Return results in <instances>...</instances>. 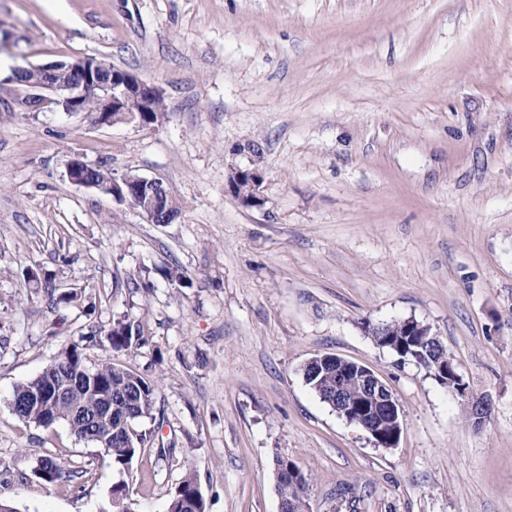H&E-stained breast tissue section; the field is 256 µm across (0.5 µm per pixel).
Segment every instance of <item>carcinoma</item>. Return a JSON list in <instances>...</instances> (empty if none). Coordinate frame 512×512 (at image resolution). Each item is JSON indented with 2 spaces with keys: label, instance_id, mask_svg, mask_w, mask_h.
<instances>
[{
  "label": "carcinoma",
  "instance_id": "obj_1",
  "mask_svg": "<svg viewBox=\"0 0 512 512\" xmlns=\"http://www.w3.org/2000/svg\"><path fill=\"white\" fill-rule=\"evenodd\" d=\"M157 272L174 286H188V277L177 266H163ZM54 280L55 275L47 273L29 285L47 290L52 306L78 300L75 290L56 292ZM81 341V345L73 344L62 350L36 377L16 386L9 403L12 413L24 424L46 429L65 423L78 441L95 448L99 458L109 461L118 471L128 470L138 454L154 446L159 456L174 459L175 445L156 441L151 431L134 429L136 421L153 417L156 383L107 359L90 364L86 357V349L105 342L114 351L144 344L141 325L120 318L106 329L90 328ZM334 370L335 364L328 361L303 368L306 384L331 406L336 404V396L327 380ZM36 473L46 486L82 489L79 479L83 477V469L61 458L40 457ZM274 474L280 499L288 502L305 497L309 481L294 461L276 457ZM112 506L115 512H136L127 483L112 486ZM167 512H206L205 498L194 471H187L171 493Z\"/></svg>",
  "mask_w": 512,
  "mask_h": 512
}]
</instances>
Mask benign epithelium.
I'll list each match as a JSON object with an SVG mask.
<instances>
[{
    "mask_svg": "<svg viewBox=\"0 0 512 512\" xmlns=\"http://www.w3.org/2000/svg\"><path fill=\"white\" fill-rule=\"evenodd\" d=\"M9 82L25 91L19 104L36 112L52 102L65 112L79 113L84 111L85 97L93 94L97 99L93 119L101 125L136 121L145 126L143 116L158 111L157 102L163 99L160 89L139 75L90 56L19 67ZM89 168L90 164L74 159L68 165L67 176L79 187L96 189L117 201L134 205L150 224L174 223L167 212L158 208L159 200L167 193L161 180L114 175L112 186L108 187L90 180ZM262 182L263 170L256 163L235 167L229 176L232 192L246 208L262 205ZM404 323L406 338L417 347L437 356L444 354V345L429 326L412 317ZM334 360L336 371L330 374L328 382L336 391L337 414L365 431L376 446L396 447L402 432V414L390 387L364 365L338 356ZM460 396L469 403L472 416L485 423L490 402L484 397H472L468 390Z\"/></svg>",
    "mask_w": 512,
    "mask_h": 512,
    "instance_id": "benign-epithelium-1",
    "label": "benign epithelium"
}]
</instances>
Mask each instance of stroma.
<instances>
[{"label":"stroma","instance_id":"1","mask_svg":"<svg viewBox=\"0 0 512 512\" xmlns=\"http://www.w3.org/2000/svg\"><path fill=\"white\" fill-rule=\"evenodd\" d=\"M0 28V81L92 56L166 105L149 127L99 125L0 90L1 497L112 512L126 481L137 512H166L191 467L207 512H279L281 455L309 479V512H512V0H0ZM75 158L163 181L180 221L72 184ZM254 163L263 203L246 208L228 177ZM164 264L191 287L158 276L138 290L142 268ZM29 266L81 301L50 308ZM123 316L146 344L88 358L159 381L135 428L176 451L145 449L122 473L9 402L90 325ZM410 317L490 399L481 427L362 329ZM320 355L388 384L396 447L309 388L302 368ZM48 453L86 468L82 490L36 478Z\"/></svg>","mask_w":512,"mask_h":512}]
</instances>
